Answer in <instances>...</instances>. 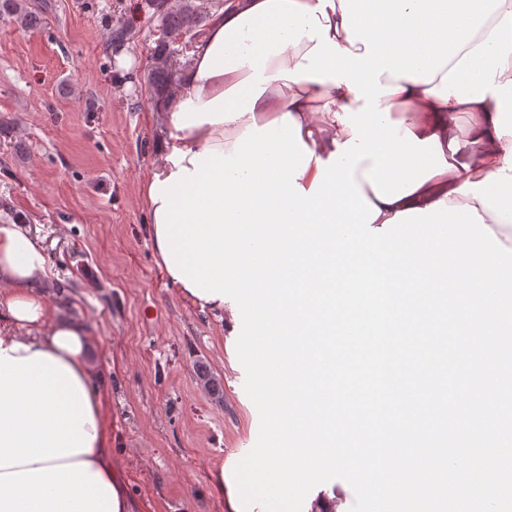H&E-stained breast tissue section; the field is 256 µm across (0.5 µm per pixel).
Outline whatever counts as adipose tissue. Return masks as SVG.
Returning a JSON list of instances; mask_svg holds the SVG:
<instances>
[{"label":"adipose tissue","instance_id":"obj_1","mask_svg":"<svg viewBox=\"0 0 512 512\" xmlns=\"http://www.w3.org/2000/svg\"><path fill=\"white\" fill-rule=\"evenodd\" d=\"M261 2L231 0L190 51L179 90L164 106L165 133L152 181L189 167L204 150L231 153L247 126L262 127L288 114L315 156L298 180L308 188L318 162L351 138L336 117L341 108L360 106L346 84L277 76L303 63L314 47L306 38L269 57L270 80L253 112L231 122L178 124L182 104L202 106L249 77L246 66L207 77L199 68L221 29ZM380 81L398 88L379 100L391 121L419 140L437 137L448 168L389 204L379 201L364 178L370 161L359 163L355 178L380 212L374 227L440 201L467 204L512 250V0L490 14L433 81L395 80L386 72ZM462 113L469 117L465 130L457 122ZM48 275L46 254L25 226L0 224V512H141L112 463L110 426L87 361L90 331L80 319H55L41 288Z\"/></svg>","mask_w":512,"mask_h":512}]
</instances>
